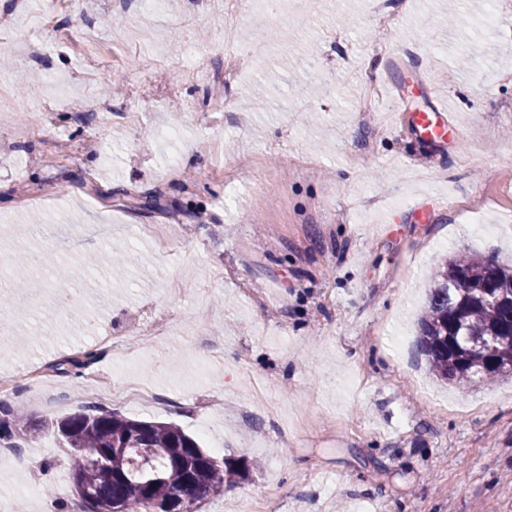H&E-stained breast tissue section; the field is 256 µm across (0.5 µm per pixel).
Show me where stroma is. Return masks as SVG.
<instances>
[{"label": "stroma", "mask_w": 512, "mask_h": 512, "mask_svg": "<svg viewBox=\"0 0 512 512\" xmlns=\"http://www.w3.org/2000/svg\"><path fill=\"white\" fill-rule=\"evenodd\" d=\"M18 2L0 0L14 64L0 73V251L37 258L9 303L0 376L36 369L52 388L22 382L11 406L37 422L104 403L227 458L247 449L245 480L198 512H244L250 496L278 512H512V378L459 389L417 342L445 258L512 265V0H389L384 54L367 0H283L282 23L248 8L230 34L211 0H165L161 27L140 0L120 14L113 0H42L40 27ZM230 39L241 71L228 81ZM32 41L44 56L29 65ZM92 75L120 94L68 111ZM371 81L381 99L366 113ZM51 95L48 128L16 140L11 117ZM216 98L224 118L205 121ZM439 101L451 130L424 139L410 114ZM162 126L183 132L172 172ZM108 242L126 248L123 271L101 265L81 283L89 308L64 314L49 280ZM102 336L140 349L113 359ZM129 376L160 403L103 402L98 380ZM20 446L0 463V512H78L56 435Z\"/></svg>", "instance_id": "1"}]
</instances>
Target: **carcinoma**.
<instances>
[{"mask_svg": "<svg viewBox=\"0 0 512 512\" xmlns=\"http://www.w3.org/2000/svg\"><path fill=\"white\" fill-rule=\"evenodd\" d=\"M496 295L490 300V295ZM419 344L431 370L461 388L502 375L512 363V267L493 256L461 254L430 279ZM47 429L68 449L81 512H157L175 497L193 505L224 492L242 476L245 458H220L173 423L130 419L85 406L34 424L0 404V439Z\"/></svg>", "mask_w": 512, "mask_h": 512, "instance_id": "carcinoma-1", "label": "carcinoma"}]
</instances>
